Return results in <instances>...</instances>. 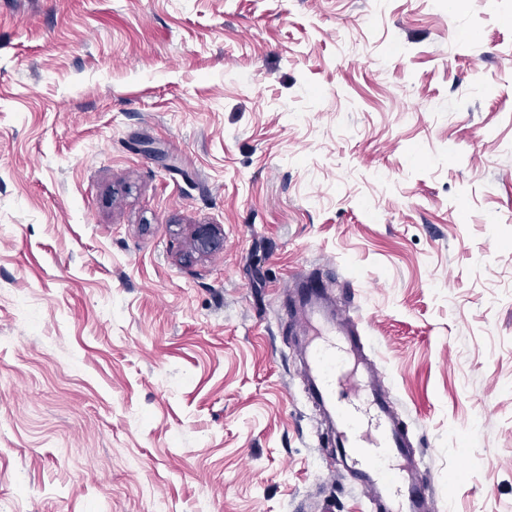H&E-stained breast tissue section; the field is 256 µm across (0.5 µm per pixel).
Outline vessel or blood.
<instances>
[{
	"instance_id": "obj_1",
	"label": "vessel or blood",
	"mask_w": 512,
	"mask_h": 512,
	"mask_svg": "<svg viewBox=\"0 0 512 512\" xmlns=\"http://www.w3.org/2000/svg\"><path fill=\"white\" fill-rule=\"evenodd\" d=\"M293 315L303 336L305 379L330 426L339 456L375 512H435L422 463L406 425L382 388V372L364 351L360 331L321 280L303 281Z\"/></svg>"
}]
</instances>
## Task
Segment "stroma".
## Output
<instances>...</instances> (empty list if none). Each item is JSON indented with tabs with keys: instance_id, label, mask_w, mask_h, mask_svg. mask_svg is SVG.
<instances>
[{
	"instance_id": "stroma-1",
	"label": "stroma",
	"mask_w": 512,
	"mask_h": 512,
	"mask_svg": "<svg viewBox=\"0 0 512 512\" xmlns=\"http://www.w3.org/2000/svg\"><path fill=\"white\" fill-rule=\"evenodd\" d=\"M309 276L512 512V0H0V512H365ZM218 224H200L193 232L192 242L195 253L204 255L223 247L224 238Z\"/></svg>"
}]
</instances>
